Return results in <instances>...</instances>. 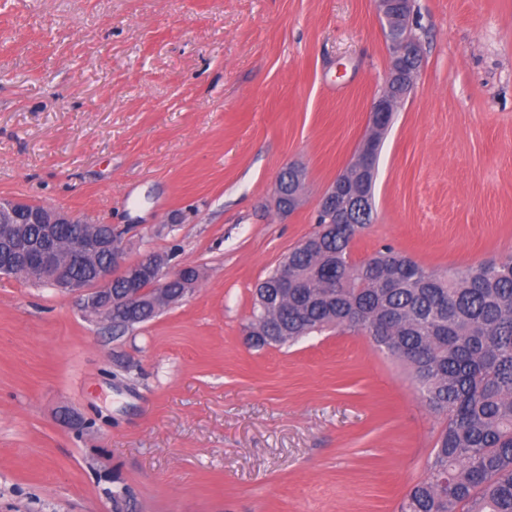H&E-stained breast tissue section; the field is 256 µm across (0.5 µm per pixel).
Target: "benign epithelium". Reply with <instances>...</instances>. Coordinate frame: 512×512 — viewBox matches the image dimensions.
Returning a JSON list of instances; mask_svg holds the SVG:
<instances>
[{"label": "benign epithelium", "instance_id": "7a95c632", "mask_svg": "<svg viewBox=\"0 0 512 512\" xmlns=\"http://www.w3.org/2000/svg\"><path fill=\"white\" fill-rule=\"evenodd\" d=\"M383 24L389 44L390 59L383 91L371 105L367 133L360 143L355 162L322 194L319 213L328 224H345L346 214L336 211V198L355 187V182L375 180L377 150L380 139L392 122L393 112L412 93L422 65V47L409 25L408 8L412 0H373ZM300 189L288 203L279 191H274L273 202L280 212L297 209L302 205L305 177L301 169H294ZM90 224L88 234L67 242L66 253L59 251L62 231L67 224ZM41 225L42 241L29 246L25 243L26 227ZM0 273L8 271L19 261L39 268L51 287L62 292H79L84 296V309L96 318L114 327L129 328L114 316L140 308L145 301L161 304L171 301L167 285L184 277V270L173 275L164 271L166 259L155 252H147L135 262L123 260V248L112 233V225L91 223L88 219L71 215L52 207L0 199ZM92 264L91 280L84 282L72 276V268ZM143 270L151 272L155 288L150 297L132 285ZM122 278L127 288L116 294L112 291L115 280Z\"/></svg>", "mask_w": 512, "mask_h": 512}]
</instances>
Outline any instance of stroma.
<instances>
[{
  "label": "stroma",
  "instance_id": "35a3bbf8",
  "mask_svg": "<svg viewBox=\"0 0 512 512\" xmlns=\"http://www.w3.org/2000/svg\"><path fill=\"white\" fill-rule=\"evenodd\" d=\"M413 31L423 64L352 257L463 272L512 254V0H415ZM388 62L372 0H0V197L199 272L117 330L0 274V512H112L116 477L134 512H398L444 425L407 368L347 331L244 338ZM291 164L305 197L283 215ZM294 174L300 183V189L298 190V192H297L298 185L295 181ZM294 174L291 171L284 169L281 172V175L279 176L280 180L278 178L276 185H275V189H274V193H273L274 206L276 207V209L278 211L283 212V213H286L290 209L296 210L298 207H300L302 205V202H303L304 189H305L304 173L301 169L294 168ZM278 183H279V186H278ZM278 188L285 199H290L293 197L289 203H285L282 200V197L278 191Z\"/></svg>",
  "mask_w": 512,
  "mask_h": 512
}]
</instances>
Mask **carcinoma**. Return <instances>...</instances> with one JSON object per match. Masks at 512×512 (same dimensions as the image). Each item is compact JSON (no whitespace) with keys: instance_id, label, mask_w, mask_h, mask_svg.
I'll return each instance as SVG.
<instances>
[{"instance_id":"obj_1","label":"carcinoma","mask_w":512,"mask_h":512,"mask_svg":"<svg viewBox=\"0 0 512 512\" xmlns=\"http://www.w3.org/2000/svg\"><path fill=\"white\" fill-rule=\"evenodd\" d=\"M283 170L279 191L297 192ZM352 224L323 228L258 284L247 327L256 346L284 345L326 328L361 333L410 369L425 404L448 415L427 479L400 512H512V255L462 273L424 269L391 246L351 259L373 219V187L341 197Z\"/></svg>"}]
</instances>
